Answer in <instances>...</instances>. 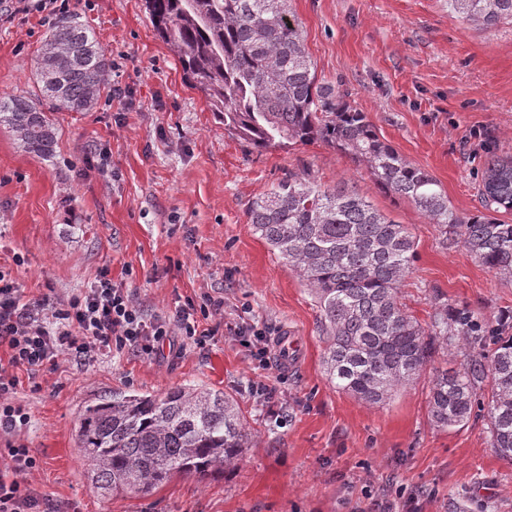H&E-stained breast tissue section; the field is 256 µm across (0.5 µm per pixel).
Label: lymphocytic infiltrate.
I'll return each mask as SVG.
<instances>
[{
  "mask_svg": "<svg viewBox=\"0 0 512 512\" xmlns=\"http://www.w3.org/2000/svg\"><path fill=\"white\" fill-rule=\"evenodd\" d=\"M223 314V299L204 295L175 314L145 317L132 290L115 284L106 268L89 288L53 307L44 298H25L12 274L0 270V348L8 353L0 363V437L7 440L8 459L0 467V512H53L36 486L40 462L18 440L30 414L14 400L17 371L33 381L63 358L88 361L127 352L150 359L175 332L201 347L211 335L201 321Z\"/></svg>",
  "mask_w": 512,
  "mask_h": 512,
  "instance_id": "lymphocytic-infiltrate-1",
  "label": "lymphocytic infiltrate"
}]
</instances>
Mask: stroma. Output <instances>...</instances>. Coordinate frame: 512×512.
<instances>
[{
	"label": "stroma",
	"instance_id": "1",
	"mask_svg": "<svg viewBox=\"0 0 512 512\" xmlns=\"http://www.w3.org/2000/svg\"><path fill=\"white\" fill-rule=\"evenodd\" d=\"M319 77L365 112L380 138L428 170L460 213L482 212L489 155L512 157V24L485 31L448 0H292ZM108 56H123L89 112H60L53 159L26 152L0 127V267L27 297L63 301L109 267L145 314L208 293L224 319L204 348L183 337L177 355L60 361L15 400L31 414L22 440L40 462L37 483L61 512H512V460L490 445L483 416L455 427L431 419L436 354L420 377L372 407L337 391L323 362L319 310L305 284L254 233L249 201L288 173L310 170L347 185L405 225L417 244L400 295L421 323L435 301L489 322L512 313V276L447 248L439 225L382 192L365 164L321 143L260 151L225 130L201 92L183 81L141 0H71ZM47 30L38 14L0 17V96L36 97L33 59ZM110 169H88L91 148ZM23 265H16V258ZM296 343L292 366L270 354L256 368L235 329L241 321ZM269 385L270 398L256 394ZM197 385L231 394L256 430L236 468L177 477L148 496L93 491L74 443L79 412L109 391L160 394Z\"/></svg>",
	"mask_w": 512,
	"mask_h": 512
}]
</instances>
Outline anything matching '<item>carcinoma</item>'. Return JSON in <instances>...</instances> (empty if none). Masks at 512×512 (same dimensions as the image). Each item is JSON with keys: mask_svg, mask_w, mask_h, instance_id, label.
<instances>
[{"mask_svg": "<svg viewBox=\"0 0 512 512\" xmlns=\"http://www.w3.org/2000/svg\"><path fill=\"white\" fill-rule=\"evenodd\" d=\"M159 39L177 56L188 87L203 94L225 129L260 150L320 142L365 163L379 189L412 203L491 271L512 275V158L482 172L484 212L466 216L437 179L380 139L367 115L318 78L292 0H143ZM490 31L512 22V0H448ZM112 62L76 14L46 33L32 77L42 99L0 97V126L42 159L55 156L56 112L92 110ZM249 223L316 300L324 364L336 389L372 406L416 380L432 355L468 347L460 367L433 378L431 419L442 427L485 413L492 448L512 459V325H491L466 307L435 303L423 326L399 286L417 259L408 229L353 190L290 173L247 207ZM255 435L236 401L206 387L160 395L114 392L81 412L77 448L105 498L150 495L180 475L233 469Z\"/></svg>", "mask_w": 512, "mask_h": 512, "instance_id": "cac0c4a2", "label": "carcinoma"}]
</instances>
